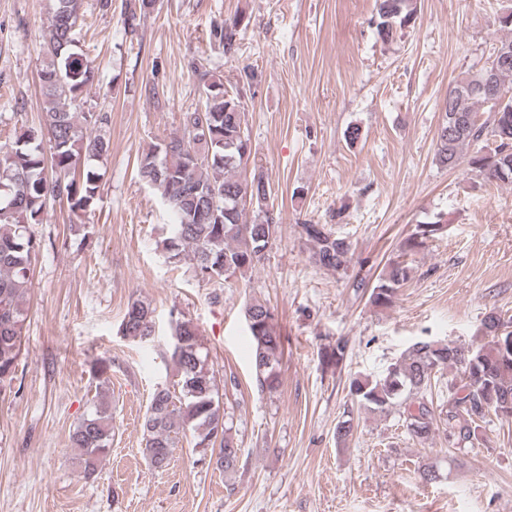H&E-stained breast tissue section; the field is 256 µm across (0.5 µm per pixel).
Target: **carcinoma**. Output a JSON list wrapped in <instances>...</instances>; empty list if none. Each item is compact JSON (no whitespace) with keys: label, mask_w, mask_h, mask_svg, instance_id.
Listing matches in <instances>:
<instances>
[{"label":"carcinoma","mask_w":512,"mask_h":512,"mask_svg":"<svg viewBox=\"0 0 512 512\" xmlns=\"http://www.w3.org/2000/svg\"><path fill=\"white\" fill-rule=\"evenodd\" d=\"M154 0H123L127 32H138L152 12ZM376 30L388 43L407 27L417 11L416 0H376ZM81 0H53L47 28L38 42L44 60L40 71L44 122L27 128L10 145H0V392L16 380L27 319L30 275L40 244L32 226L44 220L47 204L63 200L74 214L89 210L98 195V178L83 169L110 149L101 134L108 125L105 112L84 111V94L93 85V62L79 47ZM245 15L211 24L208 41L225 56L237 53V35ZM201 83V103L181 113L180 126L144 149L137 158L140 181L155 191L173 212L176 224L163 249L176 259L192 256L195 275L203 281L244 275L264 260L263 250L276 239L271 179L261 165L245 174L252 146L244 123V102L256 73L245 70L234 89L204 64L187 60ZM487 116L480 118L482 106ZM205 122L206 130L199 129ZM493 138L495 148L480 143ZM50 155H45L43 140ZM437 163L463 168L489 181L512 184V39L492 45L486 64L457 80L448 91L437 131ZM251 210L253 219L243 215ZM442 225L435 221L401 243L402 254L417 252ZM310 258L319 267L347 273L353 263L351 245L325 224L299 225ZM412 268L390 261L371 288L369 303L387 308ZM244 316L252 342L254 381L261 392L279 386L281 336L275 316L263 302L249 300ZM124 335L146 341L155 335L153 309L144 300L131 302L121 324ZM481 335L489 340L465 350L452 341L421 339L411 344L380 378L357 376L349 393L360 406L387 413L401 408L406 428L416 440L429 441L438 423L434 396L442 398L443 422L450 445H474L483 440L482 423L490 413L512 420V320L492 311L483 320ZM342 338L328 346L322 361L337 368L347 355ZM166 354L176 371L178 391L156 388L142 421V454L154 469L168 466L173 449L190 436L193 448H218L216 467L236 470L241 448L219 395L217 370L204 351L195 324L184 317L172 320ZM461 367L437 388V374ZM112 445V411L100 403L71 434V447L80 451L82 477L93 478Z\"/></svg>","instance_id":"carcinoma-1"}]
</instances>
